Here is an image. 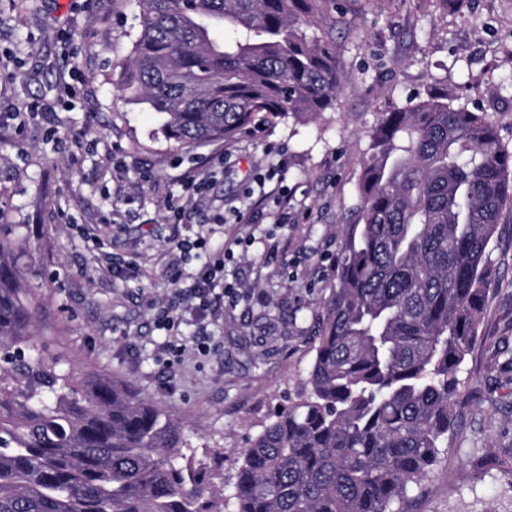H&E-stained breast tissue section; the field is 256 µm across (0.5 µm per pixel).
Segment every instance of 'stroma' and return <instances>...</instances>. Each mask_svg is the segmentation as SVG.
Instances as JSON below:
<instances>
[{"instance_id":"1","label":"stroma","mask_w":512,"mask_h":512,"mask_svg":"<svg viewBox=\"0 0 512 512\" xmlns=\"http://www.w3.org/2000/svg\"><path fill=\"white\" fill-rule=\"evenodd\" d=\"M345 6L333 109L182 148L160 135L163 114L118 87L138 0H0V106L26 115L0 126V222L28 227L19 265L41 303L34 342L61 368L160 405L228 492L248 438L304 388L379 113L444 95L489 113L512 144V0ZM34 100L43 110L27 112ZM270 169L294 224H277L275 198L248 202L253 177ZM187 171L207 181L195 206ZM176 235L253 241L225 260L235 290L206 315L167 280L198 265L172 250ZM488 260L486 312L459 372L467 397L405 512H512V475L493 463L512 454V225Z\"/></svg>"}]
</instances>
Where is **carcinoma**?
I'll return each mask as SVG.
<instances>
[{
    "instance_id": "1",
    "label": "carcinoma",
    "mask_w": 512,
    "mask_h": 512,
    "mask_svg": "<svg viewBox=\"0 0 512 512\" xmlns=\"http://www.w3.org/2000/svg\"><path fill=\"white\" fill-rule=\"evenodd\" d=\"M140 6L120 88L166 115V140L334 106L336 0ZM371 139L305 389L247 441L225 500L172 463L182 433L161 407L32 355L27 240L0 224V512H404L454 429L487 248L512 221V149L488 113L435 97L381 113Z\"/></svg>"
}]
</instances>
